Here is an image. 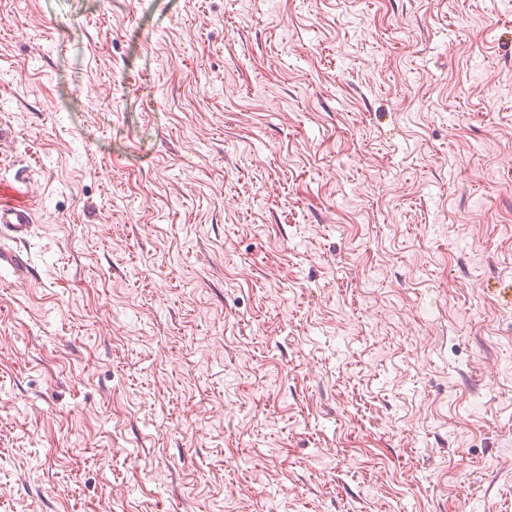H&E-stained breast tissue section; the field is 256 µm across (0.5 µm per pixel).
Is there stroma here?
<instances>
[{"label":"stroma","mask_w":512,"mask_h":512,"mask_svg":"<svg viewBox=\"0 0 512 512\" xmlns=\"http://www.w3.org/2000/svg\"><path fill=\"white\" fill-rule=\"evenodd\" d=\"M512 0H0V512H512ZM34 218L33 203L27 193L14 184L0 182V231L14 241H23Z\"/></svg>","instance_id":"stroma-1"}]
</instances>
